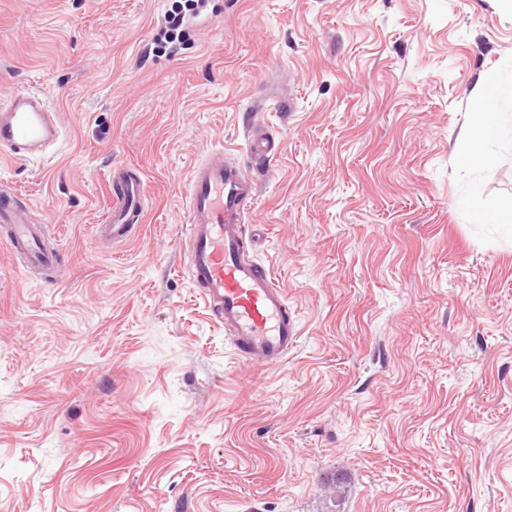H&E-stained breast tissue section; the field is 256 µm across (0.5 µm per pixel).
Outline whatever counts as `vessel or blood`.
<instances>
[{
    "label": "vessel or blood",
    "mask_w": 512,
    "mask_h": 512,
    "mask_svg": "<svg viewBox=\"0 0 512 512\" xmlns=\"http://www.w3.org/2000/svg\"><path fill=\"white\" fill-rule=\"evenodd\" d=\"M247 153L256 164L247 171L233 152L213 160L199 158L191 167L185 193L188 220L180 233L189 243V278L213 318L224 327L235 354L264 367L280 365L295 348L300 329L284 290L270 271L247 253L255 246L246 230L249 204L255 203L258 178L267 174L279 151L253 111L240 113ZM61 135L54 112L36 92L17 90L0 104V163H21L46 156ZM112 202L96 231L100 239L122 244L145 217L144 181L139 172L114 166ZM0 241L25 278L54 268L57 250L45 222L29 205L0 184Z\"/></svg>",
    "instance_id": "obj_1"
}]
</instances>
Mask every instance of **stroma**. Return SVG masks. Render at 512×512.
I'll use <instances>...</instances> for the list:
<instances>
[{"label": "stroma", "mask_w": 512, "mask_h": 512, "mask_svg": "<svg viewBox=\"0 0 512 512\" xmlns=\"http://www.w3.org/2000/svg\"><path fill=\"white\" fill-rule=\"evenodd\" d=\"M0 0V102L59 112L50 160L0 183L50 226L55 280L0 244V512H512V239L458 201H512V138L462 164L479 76L512 72V0ZM281 152L254 256L301 335L238 359L186 270L187 174ZM139 168L127 244L96 226Z\"/></svg>", "instance_id": "35a3bbf8"}]
</instances>
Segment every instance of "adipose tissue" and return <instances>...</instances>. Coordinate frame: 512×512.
I'll return each instance as SVG.
<instances>
[{
	"label": "adipose tissue",
	"mask_w": 512,
	"mask_h": 512,
	"mask_svg": "<svg viewBox=\"0 0 512 512\" xmlns=\"http://www.w3.org/2000/svg\"><path fill=\"white\" fill-rule=\"evenodd\" d=\"M506 97H512V79L502 85L481 80L474 86L471 93L473 111L460 133L466 144L464 160L467 165L485 167L490 164L492 155L488 145L501 133L497 105Z\"/></svg>",
	"instance_id": "adipose-tissue-1"
}]
</instances>
